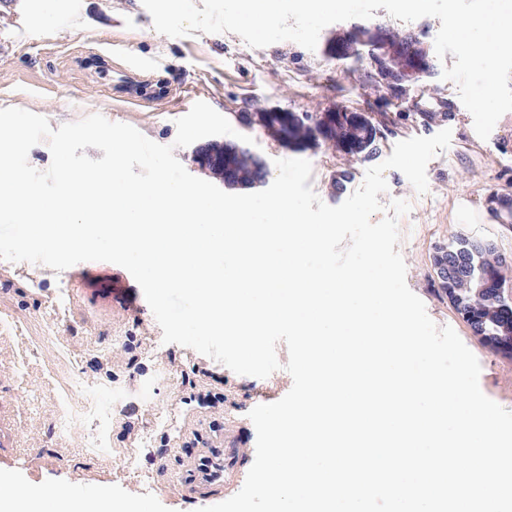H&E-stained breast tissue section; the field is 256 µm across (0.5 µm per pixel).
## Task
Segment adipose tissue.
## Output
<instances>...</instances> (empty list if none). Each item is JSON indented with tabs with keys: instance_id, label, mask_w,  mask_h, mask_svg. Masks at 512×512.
Here are the masks:
<instances>
[{
	"instance_id": "adipose-tissue-1",
	"label": "adipose tissue",
	"mask_w": 512,
	"mask_h": 512,
	"mask_svg": "<svg viewBox=\"0 0 512 512\" xmlns=\"http://www.w3.org/2000/svg\"><path fill=\"white\" fill-rule=\"evenodd\" d=\"M137 509V503L115 501L100 490L77 493L60 489L48 498L40 491L21 489L12 477L0 475V512H137Z\"/></svg>"
}]
</instances>
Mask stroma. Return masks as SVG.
Segmentation results:
<instances>
[{
  "mask_svg": "<svg viewBox=\"0 0 512 512\" xmlns=\"http://www.w3.org/2000/svg\"><path fill=\"white\" fill-rule=\"evenodd\" d=\"M440 26L434 17L405 23L380 8L372 18L325 27L312 51L292 41L252 48L229 32L162 35L142 0H0V108L39 114L54 129L98 113L173 145L177 119L204 101L235 133L175 147L190 174L247 194L271 185L276 160L301 158L312 164L309 185L330 206L356 191L398 142L450 129L449 147L427 165V192L391 169L379 200L410 203L398 221L407 285L477 357L484 395L512 410V358L486 348L439 296L431 264L437 247L461 237L492 241L512 258V223L490 210L491 198L512 199V112L488 139L476 135L457 84L442 78L455 58L435 53ZM410 37L425 54L421 77L395 92L388 82H365L377 45L395 53ZM100 267L76 264L43 288L26 263L0 265V311L19 324L17 334L0 335V472L49 495L105 488L117 500L152 503L154 512H198L224 501L223 487L186 483L182 463L205 455L199 434L218 446L235 436L255 443L250 410L278 401L293 384L286 344L278 343L281 367L269 377L236 374L163 343L132 275L115 264L105 277ZM57 308L73 333L45 335ZM76 379L124 393L104 447L88 446L92 425L84 418L51 429L62 404L76 403Z\"/></svg>",
  "mask_w": 512,
  "mask_h": 512,
  "instance_id": "35a3bbf8",
  "label": "stroma"
}]
</instances>
